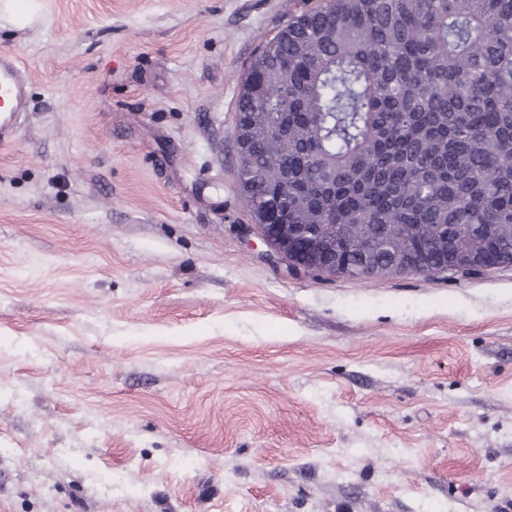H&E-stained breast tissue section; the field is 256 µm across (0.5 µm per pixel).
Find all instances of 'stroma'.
Wrapping results in <instances>:
<instances>
[{"mask_svg": "<svg viewBox=\"0 0 512 512\" xmlns=\"http://www.w3.org/2000/svg\"><path fill=\"white\" fill-rule=\"evenodd\" d=\"M321 0H0V512H512V268L294 273L241 77ZM28 76L17 57L0 53V146L10 143L28 109Z\"/></svg>", "mask_w": 512, "mask_h": 512, "instance_id": "1", "label": "stroma"}]
</instances>
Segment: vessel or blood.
<instances>
[{
	"mask_svg": "<svg viewBox=\"0 0 512 512\" xmlns=\"http://www.w3.org/2000/svg\"><path fill=\"white\" fill-rule=\"evenodd\" d=\"M28 104L25 69L15 55L0 53V146L11 142Z\"/></svg>",
	"mask_w": 512,
	"mask_h": 512,
	"instance_id": "vessel-or-blood-1",
	"label": "vessel or blood"
}]
</instances>
